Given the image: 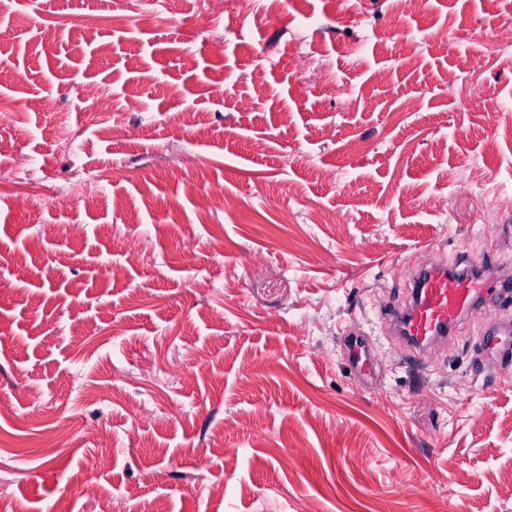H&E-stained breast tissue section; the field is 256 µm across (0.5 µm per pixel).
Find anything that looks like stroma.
Instances as JSON below:
<instances>
[{
    "instance_id": "35a3bbf8",
    "label": "stroma",
    "mask_w": 512,
    "mask_h": 512,
    "mask_svg": "<svg viewBox=\"0 0 512 512\" xmlns=\"http://www.w3.org/2000/svg\"><path fill=\"white\" fill-rule=\"evenodd\" d=\"M0 26L10 512H512L491 315L423 363L386 319L419 242L512 270V0H0ZM349 365L357 371L365 370L372 364L373 347L370 341L362 337H354L345 344Z\"/></svg>"
}]
</instances>
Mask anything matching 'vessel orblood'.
Masks as SVG:
<instances>
[{
    "mask_svg": "<svg viewBox=\"0 0 512 512\" xmlns=\"http://www.w3.org/2000/svg\"><path fill=\"white\" fill-rule=\"evenodd\" d=\"M411 281L407 301L391 310L389 322L400 345L420 360L445 344L473 311L495 307L501 296L512 295V276L488 255L468 254L451 263L415 267ZM346 350L352 369L371 366L373 347L368 339L351 338Z\"/></svg>",
    "mask_w": 512,
    "mask_h": 512,
    "instance_id": "b4317fda",
    "label": "vessel or blood"
}]
</instances>
